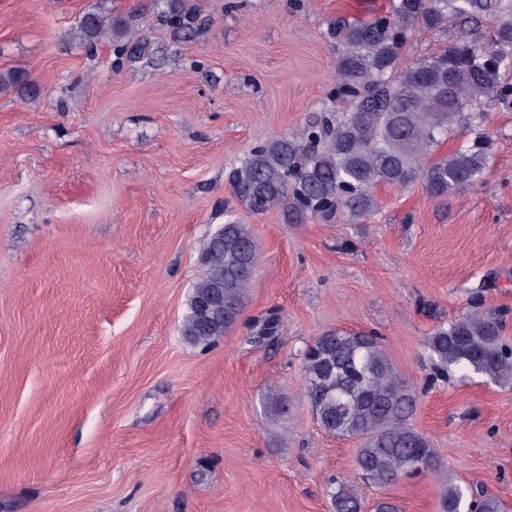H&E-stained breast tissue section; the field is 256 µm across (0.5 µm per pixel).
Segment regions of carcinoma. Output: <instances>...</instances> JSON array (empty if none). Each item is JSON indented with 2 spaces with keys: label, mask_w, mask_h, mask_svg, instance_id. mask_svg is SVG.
<instances>
[{
  "label": "carcinoma",
  "mask_w": 512,
  "mask_h": 512,
  "mask_svg": "<svg viewBox=\"0 0 512 512\" xmlns=\"http://www.w3.org/2000/svg\"><path fill=\"white\" fill-rule=\"evenodd\" d=\"M192 0H166L167 24L184 39L194 35ZM455 39L414 63L402 61L410 33ZM86 49L112 37L117 58L151 54L150 41L129 20H110L101 6L77 26ZM336 42V83L331 94L348 110L340 117L315 113L299 136L255 143L228 176L235 198L254 213L277 209L287 224H306L337 212L353 220L378 207L373 188H406L421 180L434 196L473 187L488 166V142L478 104L512 103V0H395L368 21L344 16L329 23ZM28 84L23 70L0 72V92ZM475 135L473 145L432 159L455 128ZM259 251L245 224L227 220L203 244V274L193 284L182 336L208 346L242 313ZM499 312L464 314L426 339L438 377L479 375L512 386V343ZM305 398L318 425L337 437L361 440L354 461L366 486L383 487L436 465L428 439L410 423L412 385L395 370L379 337L365 331L327 330L303 355ZM334 512H362L363 502L344 482L331 494ZM440 512H508L486 492L452 480Z\"/></svg>",
  "instance_id": "cac0c4a2"
}]
</instances>
